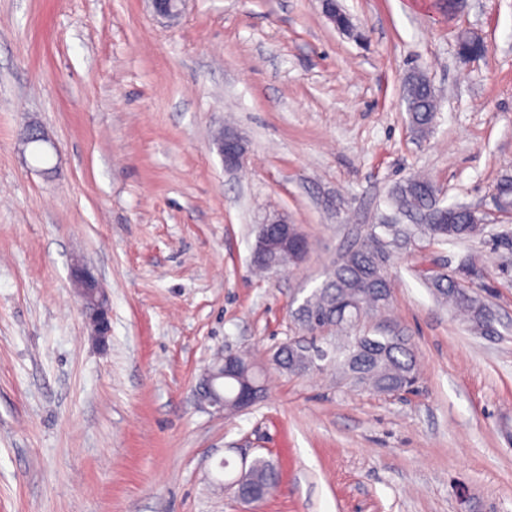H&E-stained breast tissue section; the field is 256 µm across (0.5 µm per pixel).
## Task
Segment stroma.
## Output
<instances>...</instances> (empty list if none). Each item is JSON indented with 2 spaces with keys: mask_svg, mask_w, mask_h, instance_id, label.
<instances>
[{
  "mask_svg": "<svg viewBox=\"0 0 512 512\" xmlns=\"http://www.w3.org/2000/svg\"><path fill=\"white\" fill-rule=\"evenodd\" d=\"M0 0V512H512V0ZM485 52L466 61L455 36ZM415 71L440 107L409 126ZM30 124L48 137L23 147ZM243 137L242 169L214 139ZM426 174L475 208L465 242L389 257L390 297L350 335L408 337L415 392L326 367H272L295 311L336 260L391 222L397 182ZM298 225L301 263L254 273L255 227ZM94 268L111 332L75 293ZM435 267L483 297L473 333L427 286ZM249 352L266 394L227 413L197 394L218 357ZM273 459L277 492L225 487Z\"/></svg>",
  "mask_w": 512,
  "mask_h": 512,
  "instance_id": "35a3bbf8",
  "label": "stroma"
}]
</instances>
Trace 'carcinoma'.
Listing matches in <instances>:
<instances>
[{
  "mask_svg": "<svg viewBox=\"0 0 512 512\" xmlns=\"http://www.w3.org/2000/svg\"><path fill=\"white\" fill-rule=\"evenodd\" d=\"M403 100L413 132L425 137L430 132L438 101L423 73L415 71L407 77ZM390 200L396 211L413 216L416 223L403 229L394 224H383L381 228L392 239L374 234L370 243L348 252L336 263L321 287L307 297L305 318L301 320L304 327L332 325L343 328L354 321V306L360 304L373 310L384 305L389 297L385 266L390 250L399 238L463 241L483 233L480 219L473 211L442 204L433 183L422 176L413 175L401 181L392 190ZM295 234L296 243L280 253V259L286 265L299 263L305 253L300 231ZM426 282L438 297L466 316L471 328L485 335L491 333L493 322L485 303L476 295L439 270L431 271ZM324 360L335 364L354 381L385 393L405 388L416 375L417 367L412 347L401 336H367L360 347L352 341L345 346L327 349ZM240 366L239 380L224 383V400L227 402L224 410L228 412L236 410L231 401L241 380L253 384L265 382V371L247 357H240ZM274 366L287 373L306 372L317 367V360L308 353L290 355L285 351L275 359ZM278 480L275 464L258 457L245 482L249 493L263 501L273 493Z\"/></svg>",
  "mask_w": 512,
  "mask_h": 512,
  "instance_id": "obj_1",
  "label": "carcinoma"
}]
</instances>
